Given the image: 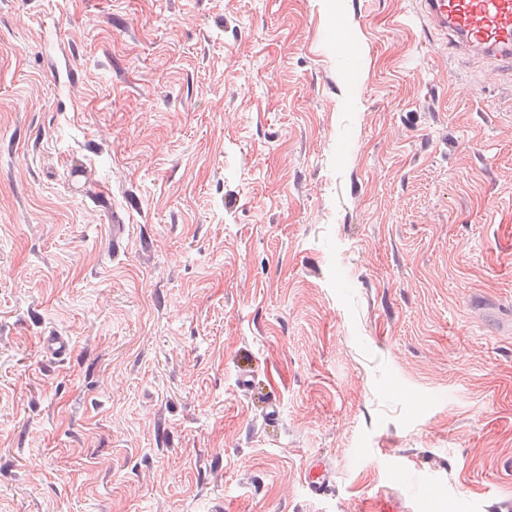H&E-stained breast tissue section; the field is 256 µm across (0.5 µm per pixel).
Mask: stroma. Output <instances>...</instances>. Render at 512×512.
I'll return each instance as SVG.
<instances>
[{"instance_id":"stroma-1","label":"stroma","mask_w":512,"mask_h":512,"mask_svg":"<svg viewBox=\"0 0 512 512\" xmlns=\"http://www.w3.org/2000/svg\"><path fill=\"white\" fill-rule=\"evenodd\" d=\"M0 512H512V77L418 0H0ZM69 349L70 339L68 336L50 332L40 339V351L43 355L62 358L69 352ZM333 469L325 459L313 460L306 473V486L314 495L327 494L333 482Z\"/></svg>"}]
</instances>
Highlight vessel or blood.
Listing matches in <instances>:
<instances>
[{"label":"vessel or blood","mask_w":512,"mask_h":512,"mask_svg":"<svg viewBox=\"0 0 512 512\" xmlns=\"http://www.w3.org/2000/svg\"><path fill=\"white\" fill-rule=\"evenodd\" d=\"M420 17L448 38V51L467 54L512 66V0H419ZM69 337L51 333L40 339V351L64 357ZM333 469L324 459L313 460L306 473L312 494H327Z\"/></svg>","instance_id":"vessel-or-blood-1"}]
</instances>
